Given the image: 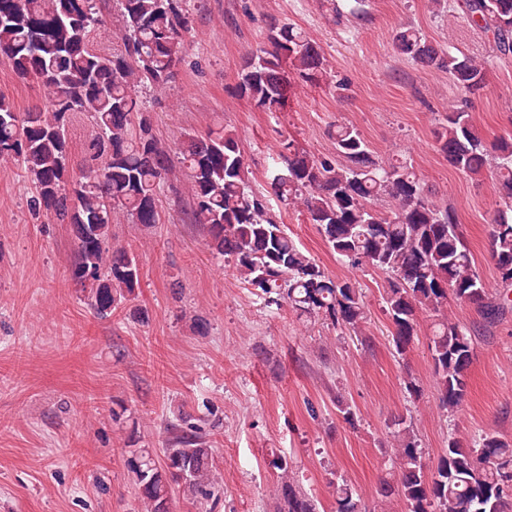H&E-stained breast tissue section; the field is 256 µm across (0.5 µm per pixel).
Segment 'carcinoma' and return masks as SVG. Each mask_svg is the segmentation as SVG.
Masks as SVG:
<instances>
[{
    "instance_id": "obj_1",
    "label": "carcinoma",
    "mask_w": 512,
    "mask_h": 512,
    "mask_svg": "<svg viewBox=\"0 0 512 512\" xmlns=\"http://www.w3.org/2000/svg\"><path fill=\"white\" fill-rule=\"evenodd\" d=\"M125 25L122 53H102L90 41L102 24L97 0H0V57L21 79L47 93L40 112L20 113L0 97V158L22 162L35 194L32 209L72 226L77 261L73 277L91 282L90 308L106 317L132 295L139 260L112 248V224L159 223L158 193L168 179L169 147L153 132L138 100L146 84L162 87L185 49L190 0H117ZM460 8L492 34L495 57L512 56V0H461ZM267 45L249 54L236 95L275 113L285 106L284 69L303 82H326L338 94L320 46L290 24H273ZM396 49L423 67L448 72L465 93L486 85L488 62L435 48L412 27L394 38ZM87 112L98 134L79 178L70 175L66 122ZM334 152L310 155L283 137L265 188L249 186L238 137L219 124L182 142L193 201L191 221L203 226L208 249L244 283L258 288L266 306L288 304L298 316L324 320L359 335L366 321L362 289L351 278L333 279L272 214L273 203L292 207L315 226L325 244L351 269L387 278L384 311L401 355L417 336L418 317H434L428 349L438 406L453 412L468 390L474 356L469 331L443 310L448 295L492 317L503 310L489 298L455 211L425 187L405 161L388 165L349 124L336 126ZM448 164L468 175L493 169L499 206L491 220V254L497 279L512 288V136L487 142L463 108L445 114L436 137ZM388 199L383 210L377 202ZM389 476L372 504L346 481L336 483V512H383L395 495L407 512H512V444L485 434L472 444L448 439L427 467L413 431L397 439ZM213 449L195 426L174 428L165 448L129 450L126 467L139 491L138 512H171L175 489L210 504L224 496ZM276 512H319L317 499L294 480L286 458L272 462Z\"/></svg>"
}]
</instances>
